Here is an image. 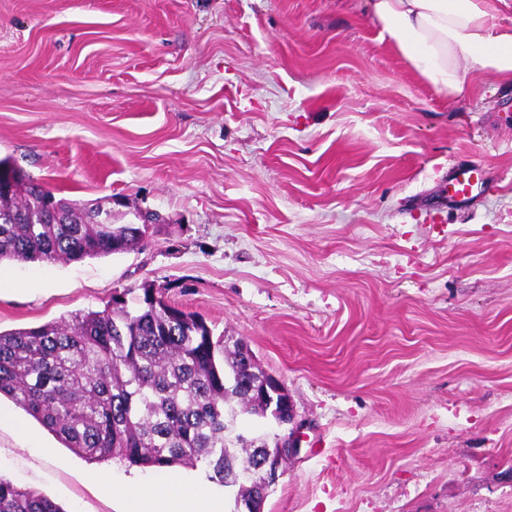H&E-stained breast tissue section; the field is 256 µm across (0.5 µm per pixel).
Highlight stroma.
<instances>
[{
    "mask_svg": "<svg viewBox=\"0 0 512 512\" xmlns=\"http://www.w3.org/2000/svg\"><path fill=\"white\" fill-rule=\"evenodd\" d=\"M460 68L439 93L367 0H0V158L162 217L125 254L1 263L0 331L152 285L288 390L264 512H512V84ZM452 166L490 173L470 204ZM0 409V476L65 512L162 475Z\"/></svg>",
    "mask_w": 512,
    "mask_h": 512,
    "instance_id": "1",
    "label": "stroma"
}]
</instances>
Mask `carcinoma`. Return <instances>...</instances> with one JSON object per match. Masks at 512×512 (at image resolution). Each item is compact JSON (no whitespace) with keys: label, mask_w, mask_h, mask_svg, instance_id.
I'll list each match as a JSON object with an SVG mask.
<instances>
[{"label":"carcinoma","mask_w":512,"mask_h":512,"mask_svg":"<svg viewBox=\"0 0 512 512\" xmlns=\"http://www.w3.org/2000/svg\"><path fill=\"white\" fill-rule=\"evenodd\" d=\"M0 210L46 216L54 193L0 158ZM0 224V263L77 262L128 253L148 224ZM252 375L238 343L214 337L205 320L166 299L161 289L79 311L36 328L0 332V396L37 420L88 462L129 467H205L224 485L232 470L258 466L256 448L282 429L248 433L256 410ZM0 512H64L52 499L0 477Z\"/></svg>","instance_id":"carcinoma-1"}]
</instances>
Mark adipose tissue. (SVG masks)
<instances>
[{
  "instance_id": "adipose-tissue-1",
  "label": "adipose tissue",
  "mask_w": 512,
  "mask_h": 512,
  "mask_svg": "<svg viewBox=\"0 0 512 512\" xmlns=\"http://www.w3.org/2000/svg\"><path fill=\"white\" fill-rule=\"evenodd\" d=\"M512 0H368L390 46L436 90L455 97L464 89L460 60L512 83V28L495 27L499 7ZM126 512H220L203 486L172 472L162 480L127 485Z\"/></svg>"
}]
</instances>
